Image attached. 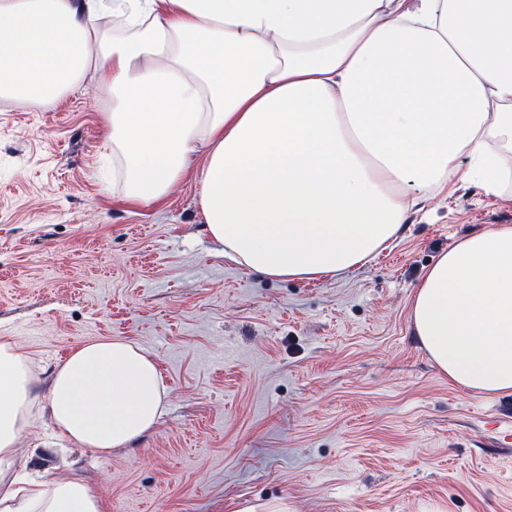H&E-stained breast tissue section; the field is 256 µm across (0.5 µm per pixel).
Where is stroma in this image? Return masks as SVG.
I'll return each instance as SVG.
<instances>
[{
    "label": "stroma",
    "instance_id": "1",
    "mask_svg": "<svg viewBox=\"0 0 512 512\" xmlns=\"http://www.w3.org/2000/svg\"><path fill=\"white\" fill-rule=\"evenodd\" d=\"M92 80L51 105L0 99V343L39 379L16 464L77 469L103 512H512V422L455 385L413 334L424 273L459 240L512 224L454 180L416 198L396 239L332 278L270 279L226 260L186 175L132 204L112 180ZM120 338L156 361L166 408L102 454L54 436L48 378L78 344Z\"/></svg>",
    "mask_w": 512,
    "mask_h": 512
}]
</instances>
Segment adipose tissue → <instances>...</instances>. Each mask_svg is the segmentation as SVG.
Listing matches in <instances>:
<instances>
[{
    "label": "adipose tissue",
    "mask_w": 512,
    "mask_h": 512,
    "mask_svg": "<svg viewBox=\"0 0 512 512\" xmlns=\"http://www.w3.org/2000/svg\"><path fill=\"white\" fill-rule=\"evenodd\" d=\"M89 72L112 92L124 198L161 199L203 155L206 231L269 278L365 263L411 190L461 175L499 195L512 148V0H0L1 98L50 104ZM411 322L454 383L512 393V225L443 253ZM32 387L0 343V512H102L81 477L13 473ZM49 390L58 432L102 453L165 407L156 363L120 339L73 349Z\"/></svg>",
    "instance_id": "adipose-tissue-1"
}]
</instances>
